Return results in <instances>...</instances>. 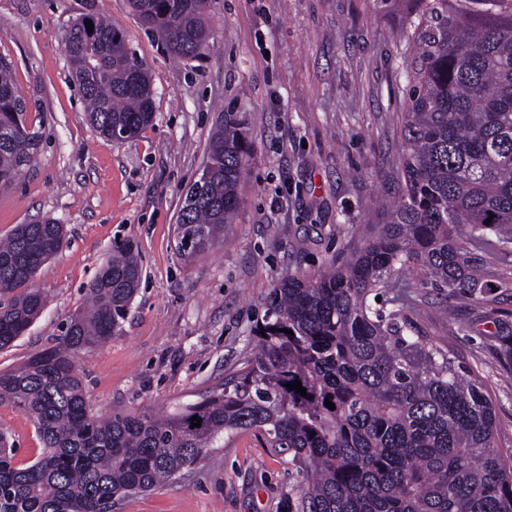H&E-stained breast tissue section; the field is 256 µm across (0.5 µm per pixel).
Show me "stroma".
Segmentation results:
<instances>
[{"mask_svg":"<svg viewBox=\"0 0 512 512\" xmlns=\"http://www.w3.org/2000/svg\"><path fill=\"white\" fill-rule=\"evenodd\" d=\"M415 0H215L213 46L173 60L127 0H0V56L11 61L42 133L33 161L0 189V240L39 218L63 224L62 249L34 285L46 306L0 349L10 371L57 344L117 241L132 243L142 277L120 332L80 353L88 399L102 417L173 412L219 389L252 355L275 282L314 273L360 246L401 183L400 114L415 65ZM109 18L152 73L155 118L133 140L99 135L85 117L63 43L84 14ZM244 120L251 152L237 213L208 252L187 260L174 229L221 113ZM488 289L464 301L401 275L407 316L453 352L495 400L500 447L512 446V259L482 254ZM492 318H484L485 309ZM0 431L20 461L40 444L33 422L0 406ZM299 475L263 432L242 430L176 480L126 499L120 512H287Z\"/></svg>","mask_w":512,"mask_h":512,"instance_id":"35a3bbf8","label":"stroma"}]
</instances>
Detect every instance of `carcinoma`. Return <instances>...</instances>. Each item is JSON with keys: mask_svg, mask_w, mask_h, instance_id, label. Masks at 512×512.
<instances>
[{"mask_svg": "<svg viewBox=\"0 0 512 512\" xmlns=\"http://www.w3.org/2000/svg\"><path fill=\"white\" fill-rule=\"evenodd\" d=\"M211 2L128 0L180 61L209 47ZM418 8L401 188L387 221L369 225L362 246L326 269L279 279L255 356L221 392L161 417H98L78 370L81 351L121 330L138 290V252L116 245L57 344L0 372V405L29 415L42 444L20 465L0 434V512H111L193 467L224 435L253 428L301 476L288 512H512V451L498 445L492 395L387 299L406 271L472 297L488 287L476 252L512 255V0H419ZM64 53L100 135L118 130L131 140L153 124L152 75L122 29L86 14ZM40 140L0 56V188L31 163ZM248 152L242 118L223 113L204 165L210 176L188 188L179 211L182 256L224 235ZM63 238V225L43 219L0 243V349L42 312L34 278ZM296 380L307 396L287 388Z\"/></svg>", "mask_w": 512, "mask_h": 512, "instance_id": "cac0c4a2", "label": "carcinoma"}]
</instances>
